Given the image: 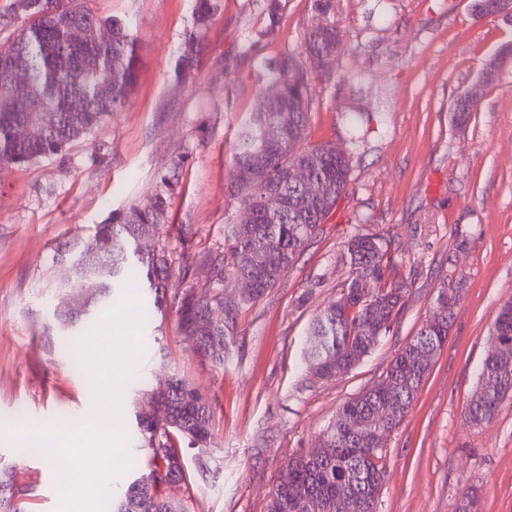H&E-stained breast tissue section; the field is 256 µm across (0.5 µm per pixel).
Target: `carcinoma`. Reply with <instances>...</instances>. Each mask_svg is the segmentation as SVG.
<instances>
[{
  "label": "carcinoma",
  "instance_id": "cac0c4a2",
  "mask_svg": "<svg viewBox=\"0 0 512 512\" xmlns=\"http://www.w3.org/2000/svg\"><path fill=\"white\" fill-rule=\"evenodd\" d=\"M215 0H196L195 28L184 41L173 73L187 78L203 58V28L211 20ZM270 23L257 31L249 48L267 44L278 36L281 0H266ZM23 19L9 48L13 61L28 72L34 94L58 115L56 124L41 134L19 138L16 127L32 114L15 102L9 88L0 81V168L33 163L62 154L68 145L98 128L114 112L124 107L131 94L138 67L136 39L132 24L116 18H101L85 7V0H14L11 20ZM87 28H107L112 32L109 45L96 51L97 70H85L89 48L72 42L68 36L75 22ZM339 48L336 29L318 27L306 37L310 55L325 54L330 63ZM281 86V94L269 107L245 113L238 123L231 147L232 195L239 210L250 212L247 224L227 225L224 247L202 256L213 277L209 292L197 295L191 289L168 295L175 269L174 253L188 247L187 234L170 248L162 238L169 199L179 181L183 159L177 158L157 179L156 192L143 204H135L99 224L94 235L78 244H63L57 256L75 263L77 281L88 275L94 280V293L85 300V309L55 314L64 336L78 333L86 310L103 306L116 289L141 284L149 293L143 307L144 324L152 323L154 313L165 307L175 310L178 329L186 336H198L196 351L215 364L224 363V352L237 331L240 309L255 304L274 288L284 272L295 264L310 242L321 231L329 213L346 193L350 159L336 155L330 144L306 145L291 135V128L309 121L312 94L310 83L299 61L284 54L262 61L258 79ZM363 113L353 112L347 119V137L353 145L365 137ZM307 165L310 180L323 187L322 197L310 210H292L271 216L263 206V191L269 186L284 196L300 195L305 185L285 180L284 172L295 165ZM267 257L283 264L282 271L238 308L224 309V283L250 274L257 261ZM348 268L335 302L310 321L303 342V359L309 371L319 377L350 371L355 364L349 353L368 356L389 332L410 287L391 247L378 234H355L345 243L342 255ZM455 316L445 310L443 326L431 331L422 326L390 362L380 380L345 402L318 445L288 460V471L272 491L268 512H310L308 503H294L291 490L305 488L308 498L320 502L323 512H336V501L354 499L358 512H375L376 500L384 485L382 448L364 443L351 434L356 419L371 420L375 406L391 400L392 419L380 431L382 444L398 428L413 407L426 376L416 372L418 349L429 348L440 355L448 340ZM495 341L512 347V302L505 303L494 321ZM143 397L158 402L167 421L158 425L146 416H136L137 445L147 451L145 471L123 484L111 512H190L187 501L172 493L177 485L189 487L181 459L192 449L198 470H211L208 453L213 410L209 400L190 383L174 377L166 391L144 389ZM512 398V368L501 364L495 351L486 353L477 375L476 387L465 409L471 423L478 425L492 418L506 399ZM0 512H21L16 503L13 468L0 467Z\"/></svg>",
  "mask_w": 512,
  "mask_h": 512
}]
</instances>
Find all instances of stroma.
I'll return each instance as SVG.
<instances>
[{"mask_svg":"<svg viewBox=\"0 0 512 512\" xmlns=\"http://www.w3.org/2000/svg\"><path fill=\"white\" fill-rule=\"evenodd\" d=\"M278 38L249 51L268 17L265 0H217L194 78L177 81L174 60L193 28L195 0H87L102 18L131 20L137 81L122 110L59 156L0 170V462L14 466L22 512H57L56 471L38 454L17 457L14 428L76 424L91 411L85 375L73 372L54 312L74 303L70 265L59 245L89 238L97 225L146 201L159 174L184 155L167 217L170 241L191 227L185 285L205 291V252L223 246L239 216L230 196L231 145L239 118L265 91L254 62L293 54L312 92L308 144L347 147L348 112H384L351 152L346 194L280 283L241 309L217 365L198 356L168 310L144 328L145 355L125 385L121 426L135 430V390L179 374L213 402L215 461H194L190 512H267L288 459L315 447L347 400L374 385L436 308L458 296L448 341L416 402L383 453L377 512H454L478 489L483 512H512V399L492 419L465 415L477 369L501 305L512 300V63L488 85L468 124L452 122L499 47L512 18L480 17L474 0H284ZM336 28L328 66L309 55L311 28ZM391 240L411 286L389 332L350 372L320 378L302 347L309 321L335 301L346 278L348 238Z\"/></svg>","mask_w":512,"mask_h":512,"instance_id":"1","label":"stroma"}]
</instances>
